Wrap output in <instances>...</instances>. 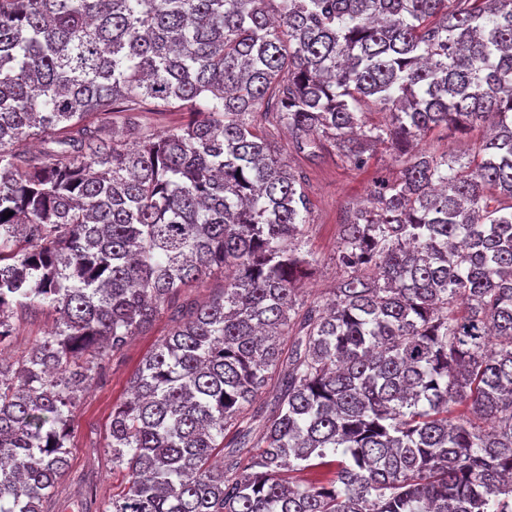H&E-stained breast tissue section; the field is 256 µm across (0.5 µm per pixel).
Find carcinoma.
I'll return each mask as SVG.
<instances>
[{"label": "carcinoma", "instance_id": "obj_1", "mask_svg": "<svg viewBox=\"0 0 512 512\" xmlns=\"http://www.w3.org/2000/svg\"><path fill=\"white\" fill-rule=\"evenodd\" d=\"M485 124L463 163L412 150ZM279 126L400 163L309 304ZM215 269L112 408L128 482L95 512H512V0H0V345L59 314L0 358V512H47L82 393ZM224 289V272L215 271L189 288H183L178 303L187 307L202 305L220 295ZM56 318V313L49 307L22 315L17 322L16 336H13L8 345L2 347V357L15 359L30 350L54 326Z\"/></svg>", "mask_w": 512, "mask_h": 512}]
</instances>
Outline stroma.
<instances>
[{
	"mask_svg": "<svg viewBox=\"0 0 512 512\" xmlns=\"http://www.w3.org/2000/svg\"><path fill=\"white\" fill-rule=\"evenodd\" d=\"M277 136L286 159L301 171L311 202L307 241L319 265L316 274L301 284L303 301L311 302L336 284L340 224L352 207L365 199L373 181L392 175L398 166L385 147L377 149L361 168L350 166L332 153L310 161L294 151L286 130H279ZM56 318L49 307L22 315L11 342L0 348V357L15 358L30 350L54 326ZM172 325L170 311H162L146 333L134 337L111 359L103 378L82 395L73 411L75 435L69 443L68 467L58 482L50 512H85L89 503L108 502L122 491L126 473L113 467L108 449L112 408L126 400L129 382L142 360L166 337Z\"/></svg>",
	"mask_w": 512,
	"mask_h": 512,
	"instance_id": "35a3bbf8",
	"label": "stroma"
}]
</instances>
